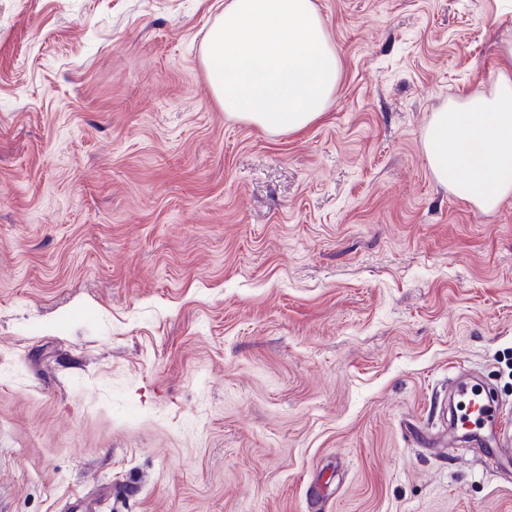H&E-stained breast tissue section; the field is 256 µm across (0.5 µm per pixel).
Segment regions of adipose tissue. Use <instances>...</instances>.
I'll use <instances>...</instances> for the list:
<instances>
[{
	"instance_id": "1",
	"label": "adipose tissue",
	"mask_w": 512,
	"mask_h": 512,
	"mask_svg": "<svg viewBox=\"0 0 512 512\" xmlns=\"http://www.w3.org/2000/svg\"><path fill=\"white\" fill-rule=\"evenodd\" d=\"M502 55L491 89L443 104L423 137L436 181L484 210L512 195V40ZM203 62L225 112L272 133L314 122L340 76L314 0H226Z\"/></svg>"
}]
</instances>
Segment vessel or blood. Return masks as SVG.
<instances>
[{
  "mask_svg": "<svg viewBox=\"0 0 512 512\" xmlns=\"http://www.w3.org/2000/svg\"><path fill=\"white\" fill-rule=\"evenodd\" d=\"M484 383L462 375L448 386L453 412L448 423L449 445H457L463 432L482 447L490 460L512 455V416L505 414L498 401L482 399Z\"/></svg>",
  "mask_w": 512,
  "mask_h": 512,
  "instance_id": "b4317fda",
  "label": "vessel or blood"
}]
</instances>
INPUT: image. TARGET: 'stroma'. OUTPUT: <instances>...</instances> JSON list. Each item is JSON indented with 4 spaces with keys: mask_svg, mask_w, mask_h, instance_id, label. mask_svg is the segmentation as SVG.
<instances>
[{
    "mask_svg": "<svg viewBox=\"0 0 512 512\" xmlns=\"http://www.w3.org/2000/svg\"><path fill=\"white\" fill-rule=\"evenodd\" d=\"M341 63L274 135L202 63L225 0H0V512H512L430 448L512 411V196L433 177L512 0H314ZM455 376L448 385L453 402V412L448 423V447L456 446L465 439L461 428L470 433L471 442L481 446L484 454L495 462L512 454V417L503 413L497 399L484 400L483 390L490 389L486 384L470 377Z\"/></svg>",
    "mask_w": 512,
    "mask_h": 512,
    "instance_id": "obj_1",
    "label": "stroma"
}]
</instances>
